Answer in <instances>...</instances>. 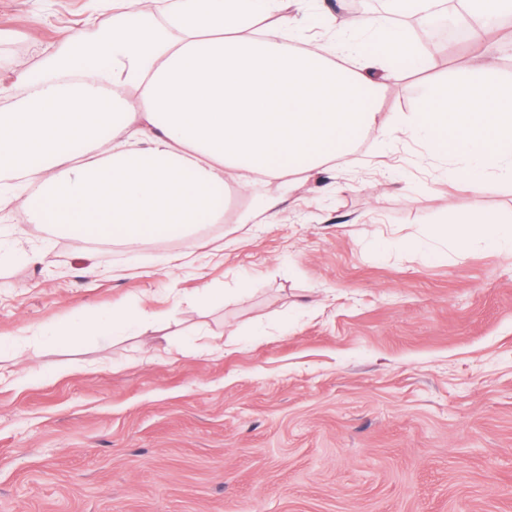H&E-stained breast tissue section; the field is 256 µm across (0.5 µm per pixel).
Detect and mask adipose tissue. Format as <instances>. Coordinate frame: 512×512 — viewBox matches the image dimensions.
I'll return each mask as SVG.
<instances>
[{
	"instance_id": "obj_1",
	"label": "adipose tissue",
	"mask_w": 512,
	"mask_h": 512,
	"mask_svg": "<svg viewBox=\"0 0 512 512\" xmlns=\"http://www.w3.org/2000/svg\"><path fill=\"white\" fill-rule=\"evenodd\" d=\"M442 0H389L372 19L382 49L343 38L297 41L311 0H128L89 16L100 39L70 29L71 52L0 85V209L31 223L134 249L220 224L215 191L346 167L359 136L417 140L456 174L512 178V82L465 74L412 118L383 115L382 86L401 77L388 55L414 56L390 16ZM34 186L31 194L22 185ZM445 242L512 248L500 221L475 212Z\"/></svg>"
}]
</instances>
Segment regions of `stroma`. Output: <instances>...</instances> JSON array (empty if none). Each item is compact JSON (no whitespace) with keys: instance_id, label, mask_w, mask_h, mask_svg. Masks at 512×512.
<instances>
[{"instance_id":"stroma-1","label":"stroma","mask_w":512,"mask_h":512,"mask_svg":"<svg viewBox=\"0 0 512 512\" xmlns=\"http://www.w3.org/2000/svg\"><path fill=\"white\" fill-rule=\"evenodd\" d=\"M355 2L316 0L306 34L337 13L372 50L386 0ZM97 3L0 0V80ZM485 70L512 81V35L430 57L378 107L411 117ZM445 170L369 138L348 170L256 185L226 223L133 253L0 210V336L19 340L0 367L27 370L0 385V512H512V250L437 238L512 217V184ZM267 198L276 223H235ZM113 308L145 318L47 334Z\"/></svg>"}]
</instances>
